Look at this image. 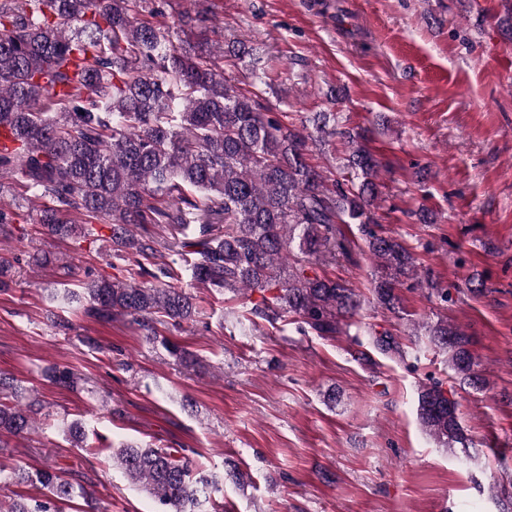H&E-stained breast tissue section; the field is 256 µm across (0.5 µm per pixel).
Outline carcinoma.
Masks as SVG:
<instances>
[{
    "mask_svg": "<svg viewBox=\"0 0 512 512\" xmlns=\"http://www.w3.org/2000/svg\"><path fill=\"white\" fill-rule=\"evenodd\" d=\"M151 0H0V189L17 188L44 232L94 246V225L109 229L124 279L88 278L50 298L101 322L126 315L182 364L191 354L160 337L157 325L193 323L197 306L179 285L234 295L259 293L249 314L270 325L293 317L320 337L361 328L355 289L313 272L349 251L342 224H373L380 199L378 161L363 136L339 125L336 112L288 124L247 87L224 77V59L257 75V48L207 34L208 0H191L197 30L173 43L169 29L141 18ZM339 136L349 153L331 179L306 160L309 144ZM139 224H167L166 238H139ZM195 225L199 236L186 230ZM381 268L376 304L401 309L396 286L417 274L403 242L368 232ZM431 348L448 355L463 384L483 380L465 334L446 318L424 325ZM377 352L405 356L390 334L368 332ZM28 390L0 374V447L34 430ZM423 429L444 447H468L443 383L418 391ZM127 482L152 496L159 512H205L224 477L192 468L165 448L125 441L112 453ZM15 484H38L42 497H18L0 512H62L90 496L51 467L12 470Z\"/></svg>",
    "mask_w": 512,
    "mask_h": 512,
    "instance_id": "cac0c4a2",
    "label": "carcinoma"
}]
</instances>
